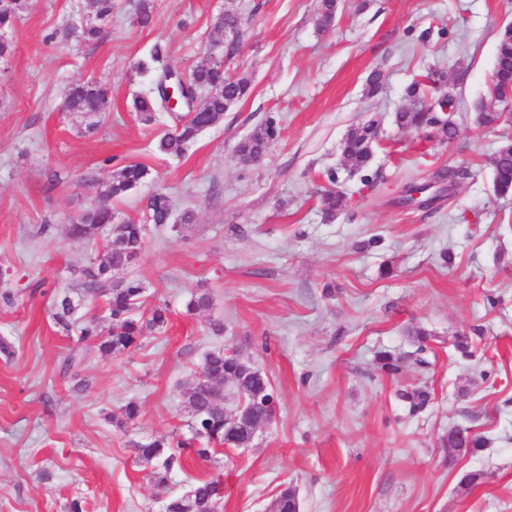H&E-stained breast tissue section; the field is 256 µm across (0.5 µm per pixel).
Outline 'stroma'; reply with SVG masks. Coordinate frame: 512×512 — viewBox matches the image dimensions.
Returning <instances> with one entry per match:
<instances>
[{"label": "stroma", "instance_id": "35a3bbf8", "mask_svg": "<svg viewBox=\"0 0 512 512\" xmlns=\"http://www.w3.org/2000/svg\"><path fill=\"white\" fill-rule=\"evenodd\" d=\"M317 3L152 0L144 26L138 0H114L94 44L68 25L91 14V0H29L0 60V294L14 295L0 298V336L14 347L0 355V512H66L76 498L85 512H162L134 444L184 429L180 386L219 348L265 372L280 407L250 447L187 463L171 493L210 475L224 483L223 512H269L287 485L300 512H512V192H496L492 164L512 121L477 122L479 107L497 106L490 84L512 0H338L327 32ZM227 10L242 26L224 70L249 79L250 94L183 157L163 156L155 142L176 120H138L133 99L149 83L133 65L161 43L172 69L191 71L223 42L212 20ZM433 67L459 98L460 135L422 159L394 114ZM375 70L382 88L371 96ZM75 81L107 90L86 136L59 109ZM271 113L278 137L260 163L240 164L238 143ZM371 118L381 135L366 187L341 142ZM130 162L149 175L114 204L118 219L145 226L127 273L145 285L146 305H168L170 322L130 353L90 352L77 369L88 387L77 391L60 374L72 342L52 319L51 292L82 282L97 249L70 239L69 224ZM460 164L471 177L435 211L399 205L425 167ZM329 169L344 196L331 223L319 201ZM157 193L174 213L192 209L194 223L151 222ZM199 288L212 305L187 314ZM215 318L219 336L208 329ZM460 336L472 356L455 349ZM380 351L399 358L397 374L378 370ZM404 390L429 392V404L410 413ZM131 400L141 415L127 423ZM457 427L481 436L483 450L445 448ZM470 472L481 478L468 485Z\"/></svg>", "mask_w": 512, "mask_h": 512}]
</instances>
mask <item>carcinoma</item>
<instances>
[{
	"instance_id": "cac0c4a2",
	"label": "carcinoma",
	"mask_w": 512,
	"mask_h": 512,
	"mask_svg": "<svg viewBox=\"0 0 512 512\" xmlns=\"http://www.w3.org/2000/svg\"><path fill=\"white\" fill-rule=\"evenodd\" d=\"M94 15L79 19L81 35L86 42H98L103 36V22L112 17L113 0H92ZM337 0H319L318 25L329 28L336 18ZM27 0H0V30L8 31L27 10ZM232 54L220 48H210L205 57L192 70L189 81L194 84V99L199 104L195 112L179 115L178 126L161 136L157 151L164 155L179 157L185 153L202 131L220 124L232 105L248 94L249 82L245 78L231 79L224 73V55ZM166 48L155 44L147 57L134 63L135 72L152 78V87L133 100L138 119L154 122L164 97L163 83L171 72L164 66ZM497 70L491 82V94L506 84H512V25H505L499 34L496 57ZM448 83L447 75L439 69H430L423 83L412 81L405 90L408 105L398 112L395 121L404 131L418 133L423 142L451 141L457 134L453 116H448L452 127L444 132L436 129L443 107L454 109L453 89L435 99V112L424 111V101L431 90ZM106 92L94 82L74 83L63 92L62 111L81 119L78 133L92 131L100 123ZM279 135V121L269 116L262 127L246 137L237 148V158L247 165L263 157L268 146ZM378 137V124L374 119L365 121L351 129L342 142V155L350 170L362 174L361 182L370 185L367 171ZM494 188L507 194L512 192V144L501 147L493 158ZM148 176V169L140 163H129L115 170L99 199L85 206L68 229L70 238L82 241H100L104 252L101 265L95 270L84 271L81 285L83 294L102 299L107 314V325L95 322L75 326L74 313L80 298L64 288L55 295L52 318L56 325L72 337L74 346L63 361L62 375H68L80 365L84 353L96 347L104 354L122 355L138 347L140 340L150 333H162L169 321V310L155 306L144 313V287L137 279L112 280V271L129 266L138 257L144 246V227L132 220L114 223L112 202L122 199L139 186ZM433 176L458 184L470 176L464 165L443 166ZM321 211L327 221L336 218L343 209V197L336 190L326 188L320 193ZM150 218L156 224H165L170 219L172 204L164 194H156L148 203ZM210 293L206 290L191 296L186 311L194 314L209 308ZM235 384V393L244 399L250 408V417L234 422L224 412L221 387L225 383ZM182 403L189 408V435L171 433L147 442L136 443L138 461L149 467L148 478L155 487L165 490L171 474L183 468L184 459L194 455L212 460L211 446L248 448L262 425L269 422L278 407V396L272 383L248 360L235 351H212L205 355L199 372L187 380L181 388ZM399 397L409 402L410 412L417 413L428 403L424 391L401 392ZM447 447L460 454H474L484 446V440L467 430L448 432ZM196 493L209 512H218L224 503V483L220 479H204L194 484ZM270 512H298V501L290 487L282 489L270 506Z\"/></svg>"
}]
</instances>
